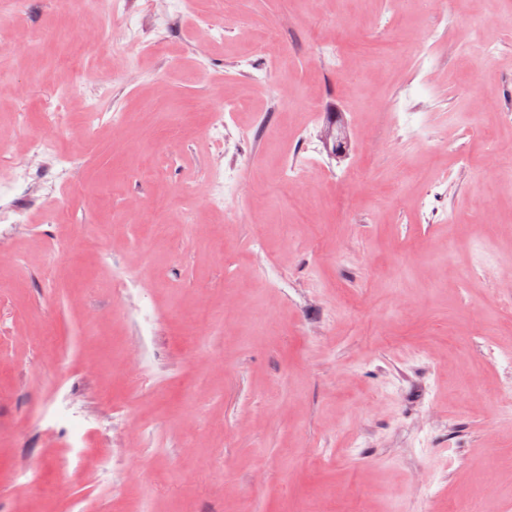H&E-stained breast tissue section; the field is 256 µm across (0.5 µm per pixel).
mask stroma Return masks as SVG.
<instances>
[{
	"label": "stroma",
	"instance_id": "1",
	"mask_svg": "<svg viewBox=\"0 0 512 512\" xmlns=\"http://www.w3.org/2000/svg\"><path fill=\"white\" fill-rule=\"evenodd\" d=\"M168 8L134 0L169 45L152 56L79 0H0V129L38 135L70 91L55 140L83 157L55 223L0 224V512H447L474 487L485 512H512V367L488 357L512 352V0H451L441 39L420 0H224L217 43L213 0L155 29ZM32 28L56 37L5 52ZM417 40L435 85L393 51ZM105 49L137 85L80 81ZM228 99L219 146L210 115ZM394 106L427 113L428 135L386 123ZM88 107L125 140L88 135ZM335 119L343 159L321 146ZM229 162L240 192L218 213L191 186ZM116 263L140 283L131 300L114 297Z\"/></svg>",
	"mask_w": 512,
	"mask_h": 512
}]
</instances>
